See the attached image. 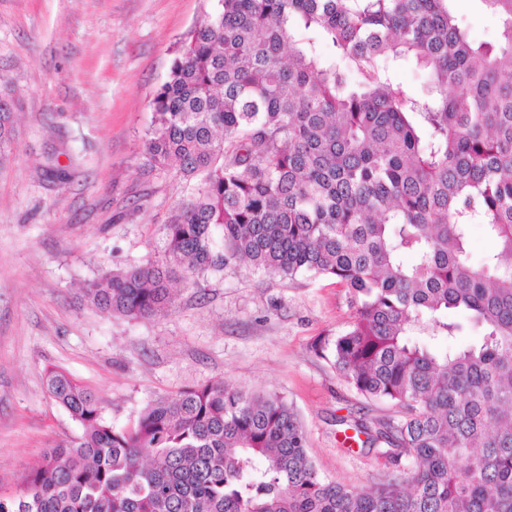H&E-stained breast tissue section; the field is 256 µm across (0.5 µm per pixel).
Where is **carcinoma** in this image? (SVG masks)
<instances>
[{"instance_id":"cac0c4a2","label":"carcinoma","mask_w":512,"mask_h":512,"mask_svg":"<svg viewBox=\"0 0 512 512\" xmlns=\"http://www.w3.org/2000/svg\"><path fill=\"white\" fill-rule=\"evenodd\" d=\"M449 2L217 0L144 139L151 169L195 182L165 225V260L85 288L138 319L164 312L177 270L194 285L244 259L335 279L355 312L315 352L404 410L375 431L347 425L402 473L369 492L324 481L277 394L206 383L119 429L102 397L49 368L50 398L83 433L0 495V512H512V0H481L502 30L478 46ZM318 40L345 70L323 65ZM401 57L427 73L428 97L393 85ZM13 140L0 99V165ZM473 224L496 243L479 263ZM471 329L474 343L448 345Z\"/></svg>"}]
</instances>
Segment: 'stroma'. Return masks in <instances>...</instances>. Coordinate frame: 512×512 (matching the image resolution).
Masks as SVG:
<instances>
[{
	"mask_svg": "<svg viewBox=\"0 0 512 512\" xmlns=\"http://www.w3.org/2000/svg\"><path fill=\"white\" fill-rule=\"evenodd\" d=\"M214 0H0V95L13 104L15 148L0 165V490L15 491L45 451L81 425L54 403V365L98 393L105 420L131 426L149 400L221 380L274 392L297 413L319 475L358 491L386 470L347 440L342 420L397 419L317 356L353 310L331 278L278 279L248 263L171 284L151 318L98 309L85 282L163 256L164 226L192 185L150 171L152 100L186 34ZM474 43L500 22L480 0H452ZM64 173L46 174L47 161Z\"/></svg>",
	"mask_w": 512,
	"mask_h": 512,
	"instance_id": "stroma-1",
	"label": "stroma"
}]
</instances>
